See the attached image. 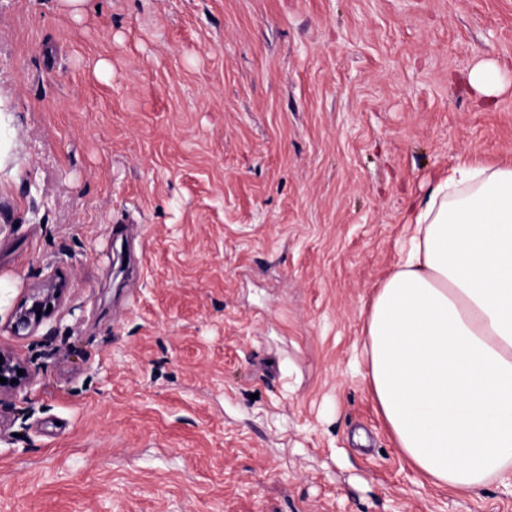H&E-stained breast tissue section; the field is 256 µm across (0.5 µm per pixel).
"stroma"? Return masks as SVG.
I'll list each match as a JSON object with an SVG mask.
<instances>
[{"label": "stroma", "instance_id": "stroma-1", "mask_svg": "<svg viewBox=\"0 0 512 512\" xmlns=\"http://www.w3.org/2000/svg\"><path fill=\"white\" fill-rule=\"evenodd\" d=\"M492 60L512 0H0V348L33 377L0 512H512L398 456L359 356L410 200L512 163ZM503 68L496 61L477 65L468 75L471 88L486 98H493L500 91ZM64 285L51 276L41 286L32 288L25 300L15 309L10 328L15 336H26L33 333L41 324L48 305L51 308L62 299ZM41 310V316L37 311Z\"/></svg>", "mask_w": 512, "mask_h": 512}]
</instances>
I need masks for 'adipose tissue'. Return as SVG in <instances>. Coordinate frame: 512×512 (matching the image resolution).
I'll use <instances>...</instances> for the list:
<instances>
[{
	"label": "adipose tissue",
	"mask_w": 512,
	"mask_h": 512,
	"mask_svg": "<svg viewBox=\"0 0 512 512\" xmlns=\"http://www.w3.org/2000/svg\"><path fill=\"white\" fill-rule=\"evenodd\" d=\"M411 213L364 377L399 457L470 494L512 479V164L459 161Z\"/></svg>",
	"instance_id": "adipose-tissue-1"
}]
</instances>
